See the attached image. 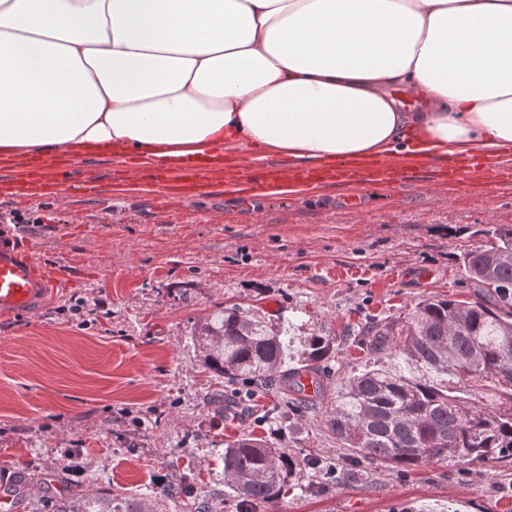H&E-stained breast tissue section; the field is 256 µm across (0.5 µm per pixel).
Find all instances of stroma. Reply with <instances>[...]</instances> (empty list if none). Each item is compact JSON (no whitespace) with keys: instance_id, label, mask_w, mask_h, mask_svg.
Returning <instances> with one entry per match:
<instances>
[{"instance_id":"stroma-1","label":"stroma","mask_w":512,"mask_h":512,"mask_svg":"<svg viewBox=\"0 0 512 512\" xmlns=\"http://www.w3.org/2000/svg\"><path fill=\"white\" fill-rule=\"evenodd\" d=\"M287 173L295 192L248 202L227 187L236 171L206 173L192 202L164 193L159 166L133 157L73 153L43 178L79 169L97 186L69 196L10 183L0 168V214L38 216L14 230L46 264H67L68 285L39 313L0 320V480L12 472H63L70 482L137 495L189 471L213 512H236L224 488L227 437L269 435V424L223 418L205 403L222 388L193 346L197 321L217 303L250 304L291 324L294 349L307 336H342L394 319L432 296L467 299L457 257L479 246L478 224H512V184L484 190L482 167L459 182L389 187L369 177L339 184L300 178L282 155L255 166ZM85 300L80 315L65 313ZM291 456L348 468L323 417L286 437ZM282 512H512V463H431L405 469L364 462L355 480L322 488L300 477Z\"/></svg>"}]
</instances>
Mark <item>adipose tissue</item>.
Returning <instances> with one entry per match:
<instances>
[{
    "instance_id": "obj_1",
    "label": "adipose tissue",
    "mask_w": 512,
    "mask_h": 512,
    "mask_svg": "<svg viewBox=\"0 0 512 512\" xmlns=\"http://www.w3.org/2000/svg\"><path fill=\"white\" fill-rule=\"evenodd\" d=\"M72 149L171 166L497 159L512 0H0V157Z\"/></svg>"
}]
</instances>
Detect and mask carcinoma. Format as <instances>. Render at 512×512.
<instances>
[{
	"label": "carcinoma",
	"instance_id": "1",
	"mask_svg": "<svg viewBox=\"0 0 512 512\" xmlns=\"http://www.w3.org/2000/svg\"><path fill=\"white\" fill-rule=\"evenodd\" d=\"M486 239L458 256L476 289L469 301L430 297L395 320H380L338 341L307 337L298 366L288 367V325L254 305L218 303L196 324L192 342L202 364L224 379V391L208 405L230 416L232 405L273 395L302 418L315 410L305 396L329 389L324 423L342 448L358 458L415 468L429 463L512 461V225L474 230ZM351 341L373 362L357 373H337L328 362ZM281 440L243 436L224 443V487L238 504L279 512L290 478L323 473L319 459L290 457ZM64 485L60 492L46 488ZM25 512H157L181 502L211 512L199 501L187 474L138 496L66 486L58 473L21 472L8 490Z\"/></svg>",
	"mask_w": 512,
	"mask_h": 512
}]
</instances>
